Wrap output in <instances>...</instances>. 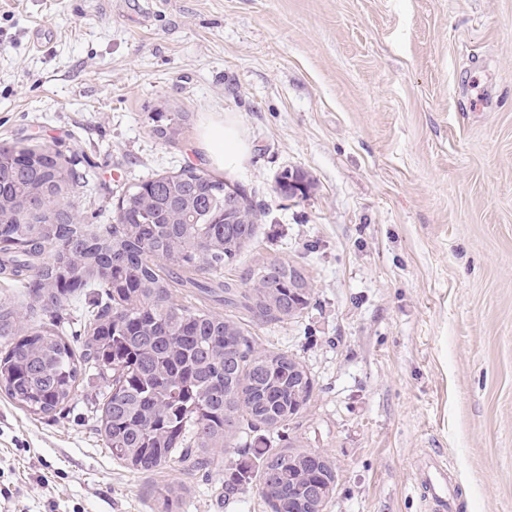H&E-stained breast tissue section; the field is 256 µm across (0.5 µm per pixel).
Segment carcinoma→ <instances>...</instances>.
I'll list each match as a JSON object with an SVG mask.
<instances>
[{"instance_id": "obj_1", "label": "carcinoma", "mask_w": 512, "mask_h": 512, "mask_svg": "<svg viewBox=\"0 0 512 512\" xmlns=\"http://www.w3.org/2000/svg\"><path fill=\"white\" fill-rule=\"evenodd\" d=\"M188 113L150 116L153 134L178 142ZM49 145L0 143V275L25 289L23 320L0 300V389L34 416L71 402L83 371L105 385L100 432L112 459L141 474L172 461L208 468L215 452L256 433L243 459L224 466V497L256 482L267 512H302L306 488H336V468L294 439L290 428L309 407L315 384H291L306 365L260 347L255 327L287 324L310 304V280L288 288V262L270 257L246 269L240 284L224 280L257 234L248 198L228 209L224 180L190 165L129 185L102 224H85L74 200L90 174ZM196 288L224 305L176 302L174 288ZM85 295L84 349L64 338L60 311ZM157 512H177L179 493L162 489Z\"/></svg>"}]
</instances>
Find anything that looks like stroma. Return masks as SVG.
<instances>
[{
  "instance_id": "stroma-1",
  "label": "stroma",
  "mask_w": 512,
  "mask_h": 512,
  "mask_svg": "<svg viewBox=\"0 0 512 512\" xmlns=\"http://www.w3.org/2000/svg\"><path fill=\"white\" fill-rule=\"evenodd\" d=\"M52 40L33 48L41 28ZM180 142L152 132L160 105ZM232 117L248 159L199 148ZM94 163L83 212L190 164L253 201L264 256L303 265L309 307L257 328L315 380L290 436L328 456L327 512H427L416 465L439 451L455 512H512V0H0V141ZM286 169L306 198L276 190ZM101 380L45 417L0 391V512H266L254 484L170 463L142 475L99 431ZM149 117L152 121L153 134L167 143L178 142L187 128V113L169 112L168 110H160L152 112Z\"/></svg>"
}]
</instances>
